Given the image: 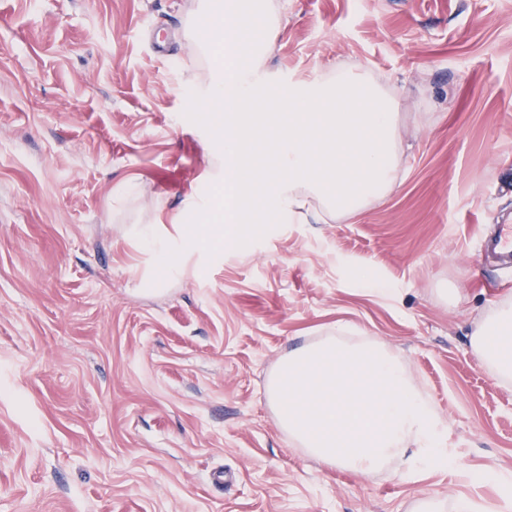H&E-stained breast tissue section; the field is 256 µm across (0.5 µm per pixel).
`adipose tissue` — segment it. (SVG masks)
<instances>
[{
  "mask_svg": "<svg viewBox=\"0 0 512 512\" xmlns=\"http://www.w3.org/2000/svg\"><path fill=\"white\" fill-rule=\"evenodd\" d=\"M470 346L490 375L512 380V302L499 304L477 324Z\"/></svg>",
  "mask_w": 512,
  "mask_h": 512,
  "instance_id": "1",
  "label": "adipose tissue"
}]
</instances>
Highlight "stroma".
Wrapping results in <instances>:
<instances>
[{
  "instance_id": "1",
  "label": "stroma",
  "mask_w": 512,
  "mask_h": 512,
  "mask_svg": "<svg viewBox=\"0 0 512 512\" xmlns=\"http://www.w3.org/2000/svg\"><path fill=\"white\" fill-rule=\"evenodd\" d=\"M203 0H0V512H418L500 499L512 383L469 345L512 301V0H270L268 79L363 71L401 102L397 183L354 214L190 250L144 286L224 180L189 96L214 72ZM387 284L368 291L355 269ZM398 353L457 466L323 464L266 393L292 348ZM475 482H491L501 489V499L506 501L512 494V471L489 468L480 473L473 474Z\"/></svg>"
}]
</instances>
